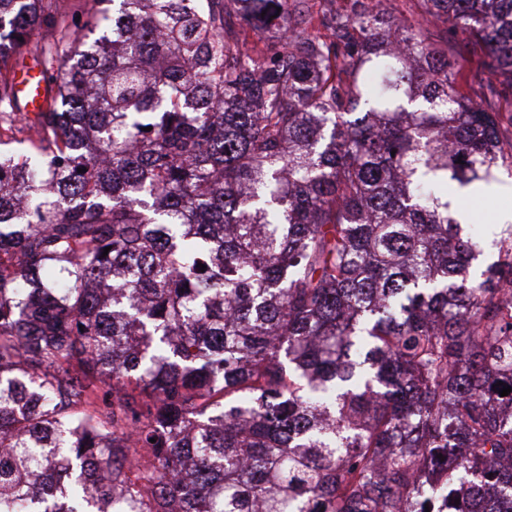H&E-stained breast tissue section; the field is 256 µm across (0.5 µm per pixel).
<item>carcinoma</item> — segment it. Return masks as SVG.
<instances>
[{
	"mask_svg": "<svg viewBox=\"0 0 512 512\" xmlns=\"http://www.w3.org/2000/svg\"><path fill=\"white\" fill-rule=\"evenodd\" d=\"M92 2L74 53L0 0V512H440L423 463L512 504V224L457 207L512 140L461 56L382 0H233L253 43ZM421 2L512 85V0ZM19 96L25 101V110L32 112L38 105H45L48 86L45 79L41 80L40 72L27 70L17 84Z\"/></svg>",
	"mask_w": 512,
	"mask_h": 512,
	"instance_id": "carcinoma-1",
	"label": "carcinoma"
}]
</instances>
